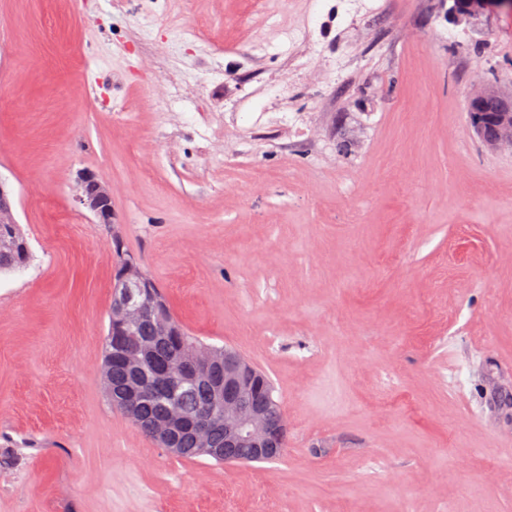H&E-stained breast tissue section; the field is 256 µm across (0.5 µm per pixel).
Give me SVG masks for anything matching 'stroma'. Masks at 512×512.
<instances>
[{"mask_svg":"<svg viewBox=\"0 0 512 512\" xmlns=\"http://www.w3.org/2000/svg\"><path fill=\"white\" fill-rule=\"evenodd\" d=\"M450 0H0V512H512V13ZM126 247L265 371L280 461L180 460L108 401ZM449 8L450 15L457 20L477 19L482 15L501 8H508L512 12L511 0H452ZM465 109L478 138L490 149L512 148V94L482 81L465 96ZM79 189L81 201L94 213L99 224H105L112 246L122 245L123 236L118 230L120 222L117 214L112 210V192L92 175L82 177ZM0 274L24 268L30 261L28 239L17 223L9 191L0 183Z\"/></svg>","mask_w":512,"mask_h":512,"instance_id":"1","label":"stroma"}]
</instances>
